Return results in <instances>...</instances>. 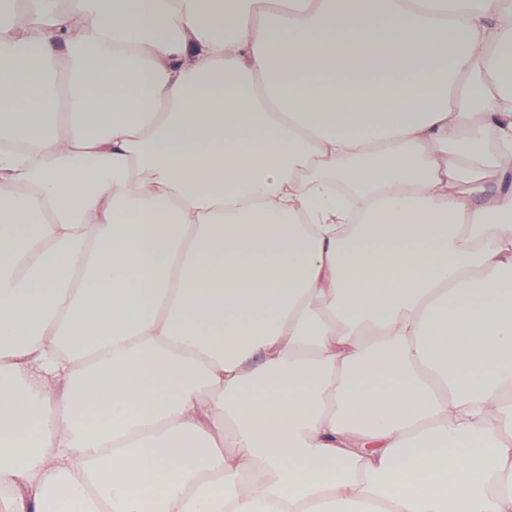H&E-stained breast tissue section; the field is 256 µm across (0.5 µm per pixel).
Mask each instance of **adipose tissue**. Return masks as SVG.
<instances>
[{"instance_id": "ef3b65f1", "label": "adipose tissue", "mask_w": 512, "mask_h": 512, "mask_svg": "<svg viewBox=\"0 0 512 512\" xmlns=\"http://www.w3.org/2000/svg\"><path fill=\"white\" fill-rule=\"evenodd\" d=\"M0 137V512H512V0H0Z\"/></svg>"}]
</instances>
